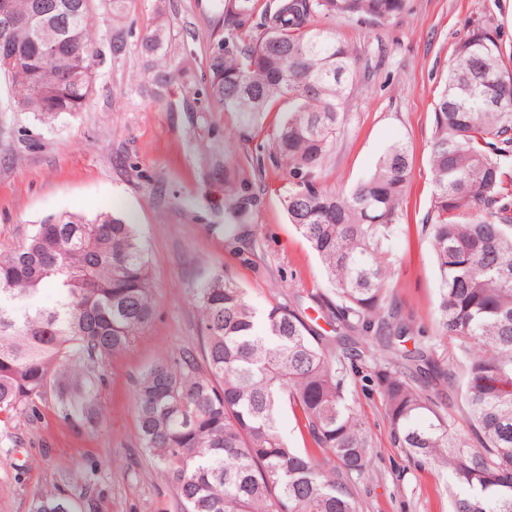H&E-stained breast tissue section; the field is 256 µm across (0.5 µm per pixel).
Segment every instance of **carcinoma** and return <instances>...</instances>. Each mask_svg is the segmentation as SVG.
<instances>
[{
  "label": "carcinoma",
  "mask_w": 512,
  "mask_h": 512,
  "mask_svg": "<svg viewBox=\"0 0 512 512\" xmlns=\"http://www.w3.org/2000/svg\"><path fill=\"white\" fill-rule=\"evenodd\" d=\"M22 22L10 40L28 48L12 75L14 107L44 122L82 111L92 94L99 49L89 29L91 0L60 30L55 14L12 0ZM407 0H220L224 31L209 63V95L240 124L254 126L289 105L270 152L224 169V240L249 260L265 161L286 167L289 222L319 260L328 293L316 299L336 323L321 335L294 301L262 309L229 272L193 290L202 359L162 357L136 379L140 448L167 481L178 512H362L356 490L375 444L346 391L359 375L383 403L392 445L419 465L450 475L451 512H512V74L501 67L495 29L475 24L457 43L433 115L431 204L425 232L440 286L434 331L413 350V333L388 281L413 150L390 146L374 171L348 191L326 187L322 171L357 75L356 54L310 18L382 24ZM165 0L142 41L167 70L149 72L161 89L187 56L165 23ZM52 37L57 61L31 51ZM47 288L52 305L42 303ZM157 302L135 225L102 212L61 214L0 254V421L36 412L46 388L67 421L96 414L98 363L127 352L152 324ZM294 419L301 446L280 416ZM78 512L45 493L35 512Z\"/></svg>",
  "instance_id": "obj_1"
}]
</instances>
